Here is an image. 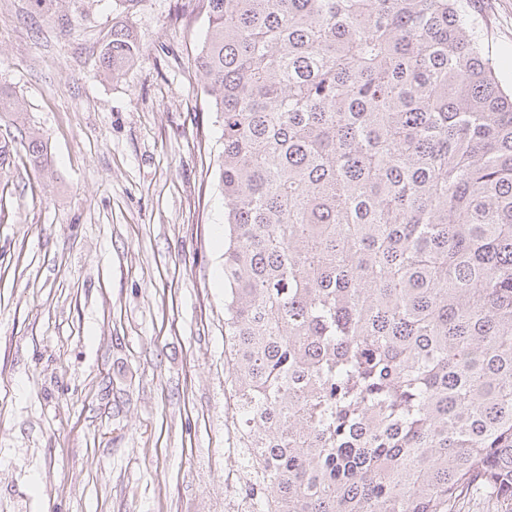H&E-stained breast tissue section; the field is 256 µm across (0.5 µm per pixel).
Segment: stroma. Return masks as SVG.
Here are the masks:
<instances>
[{
	"label": "stroma",
	"mask_w": 512,
	"mask_h": 512,
	"mask_svg": "<svg viewBox=\"0 0 512 512\" xmlns=\"http://www.w3.org/2000/svg\"><path fill=\"white\" fill-rule=\"evenodd\" d=\"M185 0H0L51 175L0 171V512H245L224 349L223 129ZM512 89V0H471ZM143 54L109 79L116 21Z\"/></svg>",
	"instance_id": "obj_1"
}]
</instances>
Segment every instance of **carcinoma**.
Here are the masks:
<instances>
[{
    "mask_svg": "<svg viewBox=\"0 0 512 512\" xmlns=\"http://www.w3.org/2000/svg\"><path fill=\"white\" fill-rule=\"evenodd\" d=\"M197 2L258 512L512 499V93L468 0ZM141 55L113 26L104 75Z\"/></svg>",
    "mask_w": 512,
    "mask_h": 512,
    "instance_id": "carcinoma-1",
    "label": "carcinoma"
}]
</instances>
